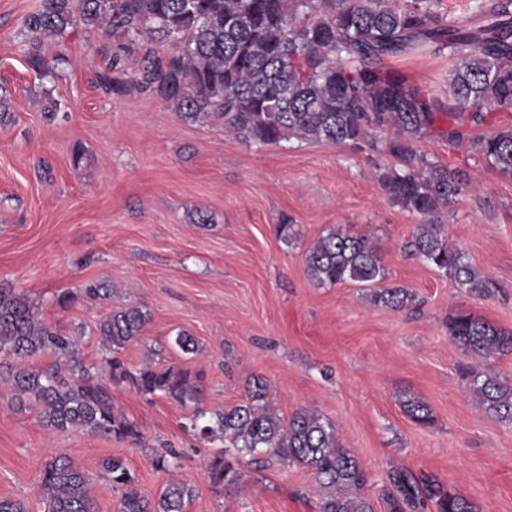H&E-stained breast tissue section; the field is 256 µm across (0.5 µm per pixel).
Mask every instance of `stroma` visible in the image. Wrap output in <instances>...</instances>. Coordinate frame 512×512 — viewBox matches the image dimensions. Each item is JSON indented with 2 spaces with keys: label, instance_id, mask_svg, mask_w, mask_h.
Here are the masks:
<instances>
[{
  "label": "stroma",
  "instance_id": "1",
  "mask_svg": "<svg viewBox=\"0 0 512 512\" xmlns=\"http://www.w3.org/2000/svg\"><path fill=\"white\" fill-rule=\"evenodd\" d=\"M40 3L0 0V289L25 293L43 322L80 337L79 359L102 382L98 321L141 307L144 335L121 359L133 369L157 362L201 372L203 392L181 404L112 385L116 408L142 433L138 446L47 429L37 412L16 413L0 398V498L43 512L40 470L66 454L88 468L97 512H119L124 494L98 469L109 457L123 458L150 496L188 484L185 512H316L309 469L238 454L245 479L224 490L204 473L225 447L191 429L194 406L213 413L244 403L260 376L279 415L309 407L335 425L368 474L362 494L373 512H386L387 473L402 466L436 476L480 512H512V424L478 407L462 376L473 359L445 327L462 309L512 331V179L468 144L436 136L416 144L472 183L444 233L499 286L480 298L407 252L419 219L381 188L389 155L327 142L257 144L182 120L150 93L105 94L97 75L106 40L80 24L46 40L67 61L37 76L24 21ZM395 66L433 90L447 87V55L414 54ZM286 221L298 232L291 243L276 233ZM332 227L374 237L386 286L409 289L415 303L376 306L357 283L314 282L304 253ZM95 282L111 288L110 299L60 309L62 291ZM181 332L197 353L175 346ZM409 399L429 407L430 425L405 412ZM168 448L176 467L156 469Z\"/></svg>",
  "mask_w": 512,
  "mask_h": 512
}]
</instances>
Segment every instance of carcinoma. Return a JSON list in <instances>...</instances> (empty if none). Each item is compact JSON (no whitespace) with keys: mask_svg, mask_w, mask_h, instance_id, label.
<instances>
[{"mask_svg":"<svg viewBox=\"0 0 512 512\" xmlns=\"http://www.w3.org/2000/svg\"><path fill=\"white\" fill-rule=\"evenodd\" d=\"M478 26L446 18L435 0H41L26 27L29 67L49 74L66 62L60 50L47 53L43 39L62 33L79 17L87 28L117 36L105 49L98 75L108 94L133 89L160 97L185 121L213 119L236 136L258 144L296 138L352 144L392 156L398 166L380 175L389 201L420 217L406 243L442 276L484 297L497 287L448 244L442 228L448 208L468 185L462 171L436 165L415 143L433 134L451 144L470 142L475 154L512 178V125L489 135L471 130L496 112H512V0H471ZM176 50L162 58L157 45ZM419 51L448 53V90L436 96L399 75L391 63ZM448 118V128L440 127ZM311 278L334 286L348 280L374 286L387 277L380 248L365 234L331 228L304 255ZM108 286L93 283L57 299L68 310L80 300L107 299ZM414 300L401 286L371 294V301L401 309ZM148 313L138 307L114 310L98 324L114 383L129 381L145 395L161 393L184 404L199 401L202 377L175 367L131 371L116 352L143 335ZM448 336L478 358L512 353V331L457 310L446 320ZM52 353L69 363V376L24 363ZM0 385L18 413L39 410V420L56 431L82 428L134 444L137 424L114 408L112 392L80 365L78 344L37 318L28 297L0 290ZM469 389L486 413L512 423V380L468 368ZM249 401L211 415L195 407L190 426L200 436L221 435L238 453L268 456L313 471L323 489L319 512H372L359 495L368 477L339 443L335 426L318 413L295 410L283 420L266 402L262 377L249 384ZM417 423L432 421L419 401L403 403ZM109 480L134 484L123 459L102 462ZM205 474L215 486L239 484L234 461L213 457ZM387 512H480L468 497L450 492L437 478L402 467L388 472ZM44 512H96L89 478L67 456L43 465ZM192 489L168 485L158 497L125 494L120 512H184Z\"/></svg>","mask_w":512,"mask_h":512,"instance_id":"cac0c4a2","label":"carcinoma"}]
</instances>
